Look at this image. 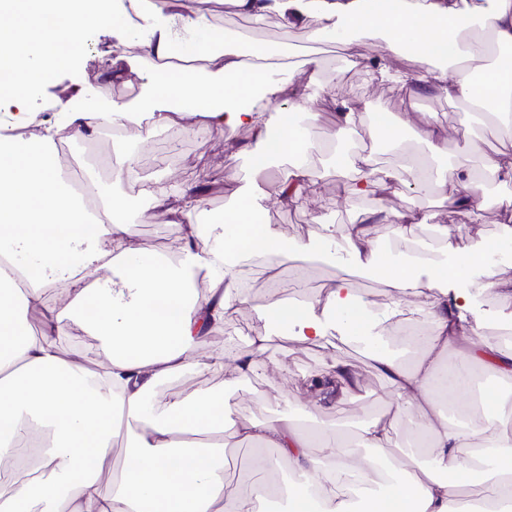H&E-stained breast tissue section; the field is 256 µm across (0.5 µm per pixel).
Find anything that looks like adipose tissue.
<instances>
[{
	"mask_svg": "<svg viewBox=\"0 0 512 512\" xmlns=\"http://www.w3.org/2000/svg\"><path fill=\"white\" fill-rule=\"evenodd\" d=\"M261 20L275 14L286 20L310 19L313 40L345 41L350 31L382 38L390 50L410 49L425 73L394 74L378 63L379 80L425 88L435 84L447 98H466L475 112L512 115V65L489 70L475 83L466 70L449 78L447 59L468 61V43L451 34L467 24L460 0H237ZM65 13L67 24L50 27L46 17ZM139 23L112 22L102 0H0V112L13 127L32 118L30 99L50 82L58 68L79 51L73 32L111 25L121 46H137L153 63L154 81L147 98L134 109L101 104L72 114L79 126L96 129L103 122H128L146 128L170 123L173 116H202L233 132L257 129L259 146L252 154L255 169L273 160L290 161L280 188L282 201L296 205L315 191L308 165V135L295 117L300 102L281 110L279 130H263L260 115L280 91L270 77L267 50L254 59L238 52L224 34L201 15L182 12L175 0H152ZM42 136L5 142L0 138V512H267L273 492L264 475L286 462L297 478L283 485L288 512H499L512 498V402L489 395L485 406L493 420L481 430L454 425L443 417L438 400L455 403L474 367L484 364L512 377V349L494 341L473 342L464 312L468 289L454 297L426 289V281L463 277L482 265L483 251H459L454 261L441 259L421 245L420 223L413 210L385 216L387 237L407 244L404 260L394 261L379 248L363 218L335 226L318 225L305 241L282 239L257 215L266 197L257 184L238 189L223 220L224 246L195 248L203 235L194 218L198 199L184 198L180 224L169 245L173 261L139 252L129 225L118 219L123 199L89 185L81 193L51 166L40 146ZM95 232H87L89 214ZM342 238L350 266L373 273L397 294L421 296L425 317L422 337L404 338L395 350L374 345L369 357L390 383V407L349 437L333 423L317 433L305 431L288 417L263 421L232 418L223 394L199 392L157 409L149 399L156 388L196 366L206 351L207 334L223 326L231 310L248 300L240 287L238 253L260 255L269 268L311 256L323 243ZM111 271L94 293L79 294L66 310H55L51 289H64L82 278L89 266ZM166 303L167 312L157 311ZM97 312L86 317L88 304ZM42 311L48 329L25 327L23 314ZM86 318L99 337L107 370L103 378L62 357L56 346L70 317ZM272 328L290 330L296 341L326 344L330 322L350 335L369 329L362 297L348 278L337 279L325 301H280L265 312ZM271 337L258 334L248 347H224L211 354L210 368L232 369L237 378L257 376V357ZM454 358H447L449 347ZM354 365L336 358L310 385L308 419L336 407L360 389ZM423 443L426 464L386 477L374 490L373 471L349 459L356 449L382 452L391 445L397 425ZM47 439L39 466L29 470L18 459L32 429ZM128 446L120 471L109 489L100 477L116 433ZM255 447L254 480L228 483L224 460L228 448ZM276 449L268 457L266 449ZM481 489L470 499V485Z\"/></svg>",
	"mask_w": 512,
	"mask_h": 512,
	"instance_id": "obj_1",
	"label": "adipose tissue"
}]
</instances>
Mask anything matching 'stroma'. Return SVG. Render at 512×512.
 <instances>
[{"label": "stroma", "instance_id": "obj_1", "mask_svg": "<svg viewBox=\"0 0 512 512\" xmlns=\"http://www.w3.org/2000/svg\"><path fill=\"white\" fill-rule=\"evenodd\" d=\"M180 2L186 12L205 14L219 29L236 30L239 20L245 17L235 0ZM78 42L80 54L37 93L31 103L32 110L48 106L54 112L70 114L84 111L88 104L95 102L136 106L144 100L150 86V72L140 49L118 46L111 30L105 27L80 33ZM380 55L389 57L393 70L410 73L419 68L418 62L408 55L389 52L383 41L357 39L346 46L317 50L321 64L317 82H310L307 74L298 69L282 72L277 77L283 88L281 102L304 101L305 109L298 114L297 121L299 125L312 126L318 141H327L335 129L340 106L358 112L360 123L354 146L374 153L379 167L369 195H353L335 171L316 155L312 158V174L318 182L319 193L311 208L295 209L279 203L278 190L288 164L278 161L264 171H254L250 164V154L257 147L253 129L243 127L227 135L210 129L202 120L178 119L174 124L152 131L131 125L126 136L118 141L97 130L80 135L73 131L61 132L58 141L64 144L68 157L61 173L75 174L83 180L93 176L101 187L115 188L126 202L122 220L130 224L146 255L168 253L170 238L176 229L171 215L153 210L149 198L142 193L145 185L165 179L181 183L192 193L199 192V185H207V192L200 193L197 216L202 224L219 223L234 204V191L249 182H257L268 195L261 221L289 240L308 239L319 224L351 223L362 211L409 206L427 216L426 223L416 229L418 237L431 241L446 258H453L457 250L478 251L489 241L499 240L501 204L512 200V181L491 177L482 168L480 158L512 152V122L488 124L479 121L475 113L461 111L457 100L448 99L436 90H416L394 82L376 81L370 63ZM382 110L395 113L402 121L399 147L389 146L387 134L375 126L374 115ZM422 115L444 131L445 138L439 149L430 148L421 137L418 118ZM174 141L181 144L175 161L155 157L157 147ZM475 142L481 148L477 154L471 149ZM406 153L416 155L434 179L442 177L452 166L472 169L481 180L492 181V200L481 201L475 208H459L437 196L417 193L395 182L390 173ZM127 157L139 174L114 183L112 164ZM445 228L450 231L446 237L441 234ZM345 259L341 247H326L323 259L306 265L310 282L306 288L280 287L263 266H256L250 300L234 310L224 328L210 333L209 349L222 350L226 339L232 337L248 342L256 332L264 330L267 321L263 312L274 300L326 297L327 287L340 274ZM489 268L498 277L512 278V242H500L495 257L487 261L486 269ZM486 269H474L465 280L447 282L446 290L452 294L469 288L471 325L483 338L512 347V305H503L491 291L481 289ZM328 339L330 345H336L339 354L356 367L362 387L348 395L337 410L325 412L324 418L355 432L386 409L392 390L362 355L360 338L332 324L328 327ZM327 354V348L300 344L283 332L275 336L258 358L263 378L248 379L229 389L225 386L227 374L201 367L189 369L160 385L152 403L161 407L196 392L222 389L234 416L263 420L279 413L297 419L303 415L308 384L324 369Z\"/></svg>", "mask_w": 512, "mask_h": 512}]
</instances>
